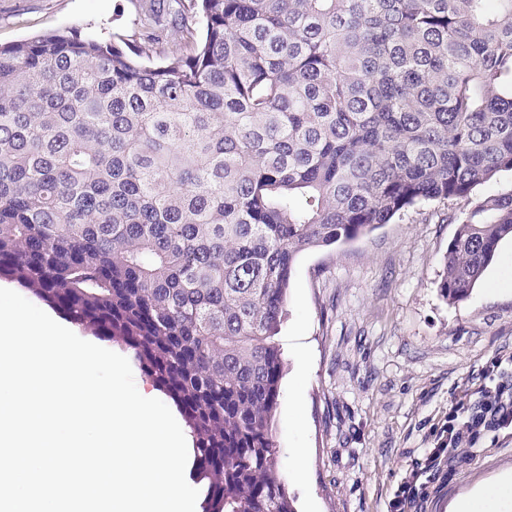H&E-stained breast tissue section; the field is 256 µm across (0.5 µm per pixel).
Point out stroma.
<instances>
[{
  "label": "stroma",
  "instance_id": "35a3bbf8",
  "mask_svg": "<svg viewBox=\"0 0 512 512\" xmlns=\"http://www.w3.org/2000/svg\"><path fill=\"white\" fill-rule=\"evenodd\" d=\"M140 0H0V45L76 28L137 30ZM469 209L429 203L356 239L301 254L276 342L285 362L274 429L297 512H391L423 470L418 512H448L477 484L512 473V436L483 431L452 466L425 470L451 403L512 356V239L470 294L448 303L443 258Z\"/></svg>",
  "mask_w": 512,
  "mask_h": 512
}]
</instances>
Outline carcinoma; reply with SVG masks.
<instances>
[{"instance_id": "obj_1", "label": "carcinoma", "mask_w": 512, "mask_h": 512, "mask_svg": "<svg viewBox=\"0 0 512 512\" xmlns=\"http://www.w3.org/2000/svg\"><path fill=\"white\" fill-rule=\"evenodd\" d=\"M136 37L0 46V279L121 342L194 442L203 512H295L273 432L293 264L472 203L440 291L512 236V0H190Z\"/></svg>"}]
</instances>
